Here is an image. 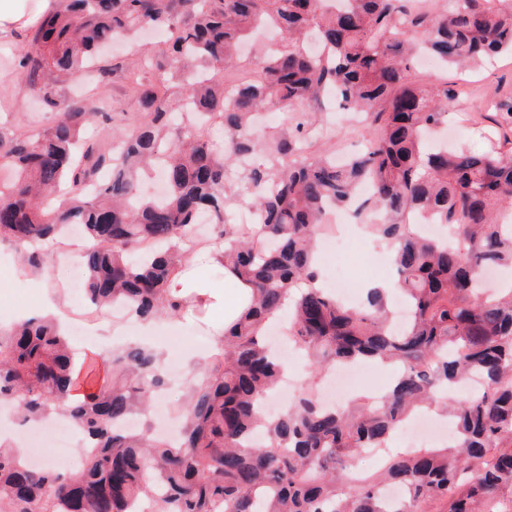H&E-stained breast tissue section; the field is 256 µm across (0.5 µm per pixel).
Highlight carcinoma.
<instances>
[{
    "instance_id": "obj_1",
    "label": "carcinoma",
    "mask_w": 512,
    "mask_h": 512,
    "mask_svg": "<svg viewBox=\"0 0 512 512\" xmlns=\"http://www.w3.org/2000/svg\"><path fill=\"white\" fill-rule=\"evenodd\" d=\"M174 26L173 53L198 63L204 77L162 72L141 95L137 123L100 150L87 127L96 118L109 127L112 113L61 99L60 84L112 40ZM260 28L287 39L261 56L263 79L235 86L228 98L224 73ZM416 37L444 68L512 54V0L438 8L427 0H56L17 62L56 120L23 131L0 123V170L8 172L0 179V241L38 268L48 260L43 243L81 224L92 242L83 252L92 303L174 319L192 298L173 301L167 286L206 217L225 265L252 285L255 301L192 381L176 442L123 428L164 386L154 352L112 355L108 381L86 383L75 400L80 373L51 321L0 330V405L28 422L67 413L94 448L70 476L32 466L0 439V512H137L141 501L157 512H493V503L512 512V288L500 299L482 288L484 272L512 268V153L427 146L460 89L411 80ZM330 89L372 129L366 150L342 163L302 148L317 119L305 107ZM262 108L289 114L264 142L255 128ZM216 123L229 154L198 133ZM142 167L162 172V197L141 196ZM365 181L371 192L361 214L383 217L372 228L394 248L411 307L399 333L381 291L352 309L314 285L325 205L350 206ZM242 182L258 221L250 232L230 218ZM415 216L454 237L418 233ZM145 240L154 243L146 256ZM287 307L288 341L306 357L309 378L293 407L268 419L263 401L283 367L264 333ZM361 359L399 366L382 402L322 405L324 369ZM473 374L484 391L458 395ZM423 410L446 414L455 444L390 455L382 471L358 472L355 454L387 446ZM389 483L405 497L385 501Z\"/></svg>"
}]
</instances>
